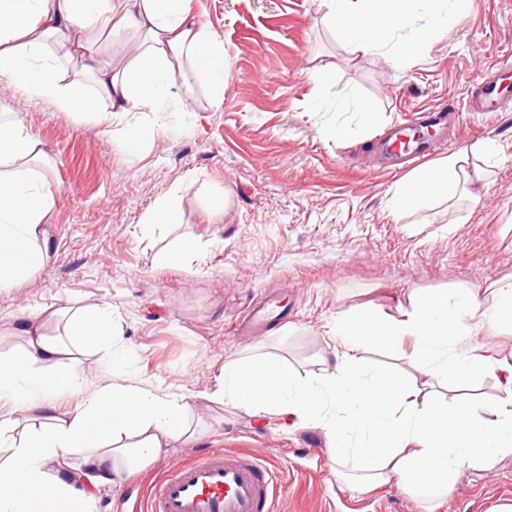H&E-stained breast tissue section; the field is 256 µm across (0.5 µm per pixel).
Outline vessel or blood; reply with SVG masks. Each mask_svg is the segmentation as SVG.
Here are the masks:
<instances>
[{
  "mask_svg": "<svg viewBox=\"0 0 512 512\" xmlns=\"http://www.w3.org/2000/svg\"><path fill=\"white\" fill-rule=\"evenodd\" d=\"M283 485L258 454L217 448L145 485L140 512H275Z\"/></svg>",
  "mask_w": 512,
  "mask_h": 512,
  "instance_id": "1",
  "label": "vessel or blood"
}]
</instances>
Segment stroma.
Listing matches in <instances>:
<instances>
[{"mask_svg": "<svg viewBox=\"0 0 512 512\" xmlns=\"http://www.w3.org/2000/svg\"><path fill=\"white\" fill-rule=\"evenodd\" d=\"M224 47V80L191 72L156 112H66L29 91L0 87V119L23 123L42 151L33 172L52 196L43 226L49 260L0 288V358L17 357L20 316L65 335L68 315L106 306L110 353L86 354L71 409L120 377L198 400L189 434L142 470L143 480L213 448H248L278 466L279 512H499L512 504V456L461 471L439 505L397 484L345 485L320 427L258 422L203 400L224 362L278 355L303 377L341 346L336 316L395 312L423 294L472 289L491 300L512 280V113L476 112L469 99L512 83V0H470L416 61L358 54L325 17L322 0H189ZM220 105H213V97ZM454 103L453 135L429 139L404 167L381 140L408 118L429 122ZM470 154L479 177L393 215L397 187L417 168ZM172 223L147 228L168 197ZM183 259L172 253L184 245ZM275 294L287 318L260 336L231 325ZM61 310L58 318L46 308ZM364 364L423 392L483 403L499 379L426 377L381 346Z\"/></svg>", "mask_w": 512, "mask_h": 512, "instance_id": "obj_1", "label": "stroma"}]
</instances>
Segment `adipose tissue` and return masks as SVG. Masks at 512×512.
Wrapping results in <instances>:
<instances>
[{
    "instance_id": "obj_1",
    "label": "adipose tissue",
    "mask_w": 512,
    "mask_h": 512,
    "mask_svg": "<svg viewBox=\"0 0 512 512\" xmlns=\"http://www.w3.org/2000/svg\"><path fill=\"white\" fill-rule=\"evenodd\" d=\"M339 31L360 26L353 51H396L416 59L435 34L408 27L411 0H325ZM126 31L135 41L125 68L96 58L91 48L103 34ZM69 46L67 62L89 78L93 94L62 84L55 65L41 62L47 41ZM224 76V50L186 0H0V84L53 100L67 112L91 113L99 102L122 112H155L170 85L186 70ZM37 141L18 122H0V287L44 264L49 253L37 240L50 196L16 164L38 157ZM467 153L415 170L411 183L391 199L393 211L445 193L471 180ZM512 328V281L491 303L469 290L422 295L393 314L337 317L331 331L342 343L333 367L313 379L291 374L274 356L235 360L213 376L205 398L229 403L257 418L322 427L339 467H351L356 488L396 483L421 498L449 493L462 468H491L512 456V361H491L458 350L474 332L493 335ZM23 356L0 360V400L24 419L0 418V512H97L98 493L165 456L185 437L183 420L196 402L191 392L170 397L149 386L117 382L58 411L55 395L73 390L72 340L99 350L112 347V315L97 307L73 316L71 341L45 336L34 321L22 323ZM414 346L407 358L422 375L443 379L489 369L500 395L489 405L433 401L402 378L368 369L360 354L372 345ZM79 454L77 466L68 457Z\"/></svg>"
}]
</instances>
